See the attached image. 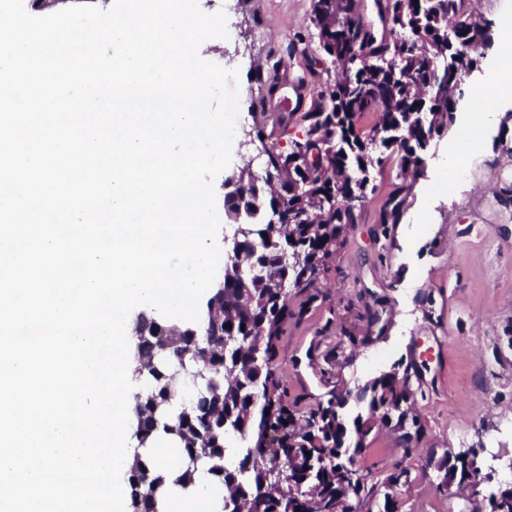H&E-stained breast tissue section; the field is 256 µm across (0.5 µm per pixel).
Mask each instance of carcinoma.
Returning <instances> with one entry per match:
<instances>
[{"mask_svg": "<svg viewBox=\"0 0 512 512\" xmlns=\"http://www.w3.org/2000/svg\"><path fill=\"white\" fill-rule=\"evenodd\" d=\"M469 0H378L382 20L395 37L377 38L361 23L359 0H312L311 19L319 48L336 68L349 62V75L325 81L303 116L302 137L286 152L266 150V173L249 167L224 196L235 261L224 265L212 289L200 330L139 317L137 372L147 373L135 397V436L144 443L158 431L176 443V482H195L198 465L228 492L224 512H359L376 493L356 464L374 429L390 427L402 444H419L421 416L415 406L421 378L415 365L386 373L367 386L369 413L347 423L342 409L351 393L334 383L306 411L288 404L275 368L277 345L288 317L289 296L317 299L320 275L349 228L363 218L354 203L375 190L373 174L397 169L394 190L374 222V239L388 240L401 223L434 136L453 118L457 93L477 63L471 48L489 36L478 20L448 46V24ZM374 108L367 131L360 113ZM316 156L301 166L298 158ZM368 332L352 343L368 346L383 336L384 301L365 304ZM231 328H226V325ZM200 372L193 398L176 396L175 368ZM356 436L354 449L347 441ZM245 442L232 466L224 464L226 440ZM450 487L478 482L476 461L446 451L439 461ZM131 512H158L162 476L153 463L136 459L129 470ZM489 512H512V487L490 497Z\"/></svg>", "mask_w": 512, "mask_h": 512, "instance_id": "obj_1", "label": "carcinoma"}]
</instances>
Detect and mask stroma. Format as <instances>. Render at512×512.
I'll list each match as a JSON object with an SVG mask.
<instances>
[{
    "label": "stroma",
    "instance_id": "obj_1",
    "mask_svg": "<svg viewBox=\"0 0 512 512\" xmlns=\"http://www.w3.org/2000/svg\"><path fill=\"white\" fill-rule=\"evenodd\" d=\"M312 0H224L228 36L215 39L208 61L238 70L241 130L264 126L281 149L301 136L303 115L319 85L334 78L319 56L311 22ZM304 39L291 53L271 108L252 100L264 88L266 61L277 48ZM308 92L298 97L297 81ZM486 134L482 149L466 161L461 184L448 169L452 131L434 137L424 172L393 239L372 236L376 214L393 189L395 169L376 176L363 223L354 225L319 282V297L301 320L289 321L278 341L280 377L299 409L322 399L325 380L353 396L345 419L368 412L363 389L410 361L423 364L417 407L425 431L419 451L405 454L397 433L373 430L357 457L361 474L376 486L360 512H380L392 497L398 512H461L464 497H449L437 461L446 451L475 457L481 497L512 485V102ZM388 258H381V251ZM383 297L388 328L370 346L353 345L368 328L364 306ZM407 479L385 485L389 470Z\"/></svg>",
    "mask_w": 512,
    "mask_h": 512
}]
</instances>
